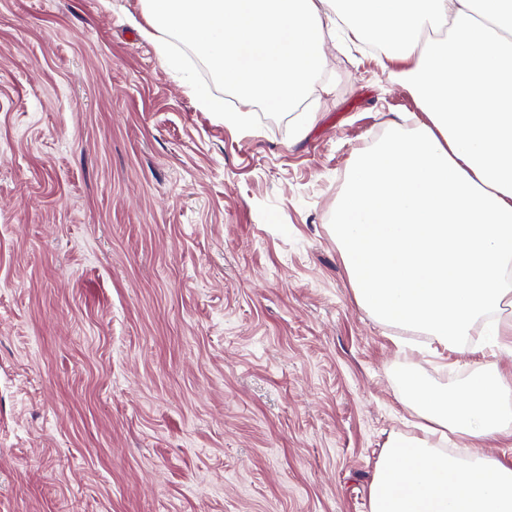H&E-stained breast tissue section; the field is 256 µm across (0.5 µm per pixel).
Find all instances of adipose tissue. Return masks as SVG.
Instances as JSON below:
<instances>
[{
    "mask_svg": "<svg viewBox=\"0 0 512 512\" xmlns=\"http://www.w3.org/2000/svg\"><path fill=\"white\" fill-rule=\"evenodd\" d=\"M166 35L163 65L182 68L169 39L194 49L235 91L242 111L197 95L225 122L247 125L262 102L299 111L319 79L325 18L348 41L375 39L395 79L413 91L429 124L390 131L351 164L331 231L356 303L379 321L468 350L475 324L497 310L512 274V0H145ZM447 23L442 39L424 32ZM403 397L423 436L386 442L370 487V512H512V464L457 456L431 436L476 445L512 435V383L475 368L459 391L408 373Z\"/></svg>",
    "mask_w": 512,
    "mask_h": 512,
    "instance_id": "1",
    "label": "adipose tissue"
}]
</instances>
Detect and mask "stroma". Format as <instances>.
<instances>
[{"mask_svg": "<svg viewBox=\"0 0 512 512\" xmlns=\"http://www.w3.org/2000/svg\"><path fill=\"white\" fill-rule=\"evenodd\" d=\"M142 0H0V512H369L415 371L327 226L356 152L427 116L375 54L329 49L305 101L238 95L141 35ZM194 92L200 98L204 106L210 112H217L225 122L246 126L249 122L250 112H226L224 113V100L208 94L205 90L193 87Z\"/></svg>", "mask_w": 512, "mask_h": 512, "instance_id": "obj_1", "label": "stroma"}]
</instances>
